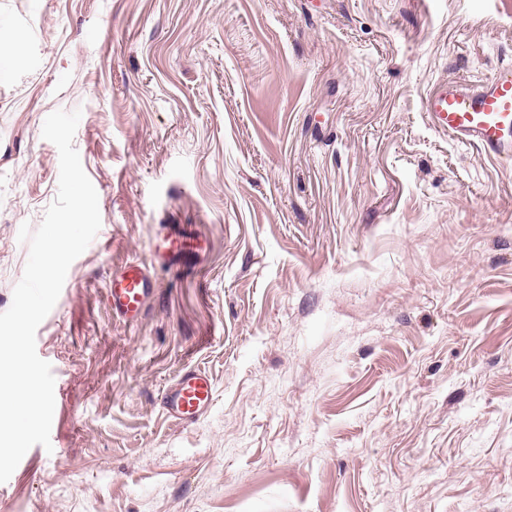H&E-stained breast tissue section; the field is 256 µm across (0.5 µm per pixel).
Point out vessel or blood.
<instances>
[{
	"label": "vessel or blood",
	"instance_id": "vessel-or-blood-1",
	"mask_svg": "<svg viewBox=\"0 0 512 512\" xmlns=\"http://www.w3.org/2000/svg\"><path fill=\"white\" fill-rule=\"evenodd\" d=\"M424 112L432 126L461 145L502 163L512 161V70L474 86L459 81L439 84L424 101ZM152 246L155 261L178 265L194 242L186 230L171 227ZM153 293V281L145 265L134 261L114 273L108 294L113 312L136 319ZM160 404L171 419L188 424L208 413L214 404V389L201 369H182L163 390Z\"/></svg>",
	"mask_w": 512,
	"mask_h": 512
}]
</instances>
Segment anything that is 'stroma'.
Here are the masks:
<instances>
[{"label":"stroma","instance_id":"obj_1","mask_svg":"<svg viewBox=\"0 0 512 512\" xmlns=\"http://www.w3.org/2000/svg\"><path fill=\"white\" fill-rule=\"evenodd\" d=\"M0 313L55 199L101 227L36 332L51 451L0 512H512V164L426 119L512 64V0H0ZM204 246L180 268L163 226ZM149 264L126 322L107 284ZM205 369L214 405L168 419ZM186 230L179 227H168L166 233L157 238L165 245L161 251L157 242L152 243L151 252L155 262L164 263L168 266H178L182 254L191 252L194 242ZM160 404L169 418L184 424L192 423L213 407L212 382L197 367L183 368L163 390Z\"/></svg>","mask_w":512,"mask_h":512}]
</instances>
